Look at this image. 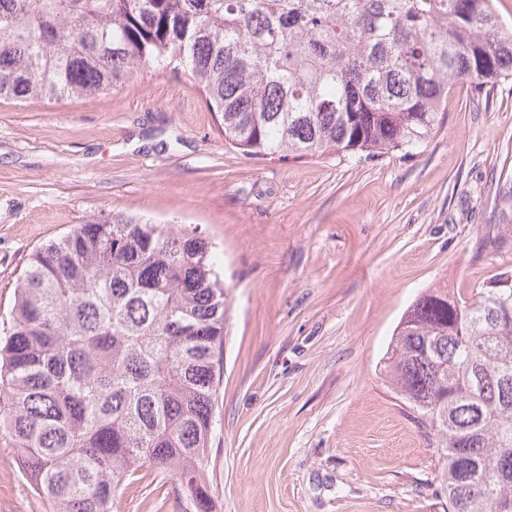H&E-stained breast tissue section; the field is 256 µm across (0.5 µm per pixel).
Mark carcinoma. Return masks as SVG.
Instances as JSON below:
<instances>
[{
    "label": "carcinoma",
    "instance_id": "1",
    "mask_svg": "<svg viewBox=\"0 0 512 512\" xmlns=\"http://www.w3.org/2000/svg\"><path fill=\"white\" fill-rule=\"evenodd\" d=\"M493 0H0V98H95L182 70L259 160L420 153L459 82L512 78ZM214 246L101 214L37 249L0 335V426L54 512H114L150 465L194 512L224 368ZM393 391L436 437L447 512H512V275L430 288L394 335Z\"/></svg>",
    "mask_w": 512,
    "mask_h": 512
}]
</instances>
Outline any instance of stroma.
<instances>
[{
    "label": "stroma",
    "instance_id": "stroma-1",
    "mask_svg": "<svg viewBox=\"0 0 512 512\" xmlns=\"http://www.w3.org/2000/svg\"><path fill=\"white\" fill-rule=\"evenodd\" d=\"M196 228L230 289L214 512H443L435 450L384 361L429 288L512 274V79L457 83L418 155L264 162L186 74L91 100H0V328L31 254L99 214ZM143 467L116 512H184ZM0 512H53L0 431Z\"/></svg>",
    "mask_w": 512,
    "mask_h": 512
}]
</instances>
